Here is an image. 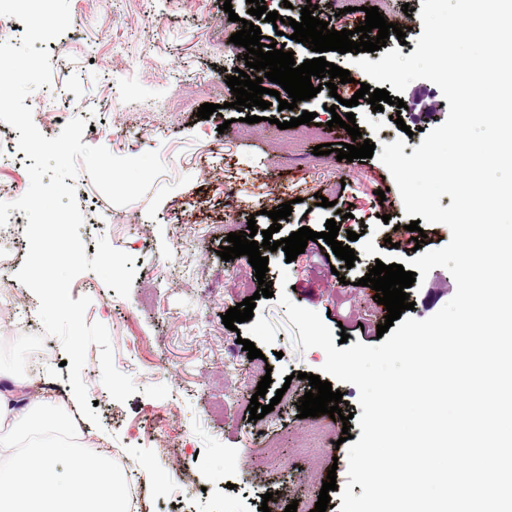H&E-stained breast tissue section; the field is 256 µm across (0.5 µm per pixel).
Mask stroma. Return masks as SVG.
<instances>
[{"instance_id": "stroma-1", "label": "stroma", "mask_w": 512, "mask_h": 512, "mask_svg": "<svg viewBox=\"0 0 512 512\" xmlns=\"http://www.w3.org/2000/svg\"><path fill=\"white\" fill-rule=\"evenodd\" d=\"M227 1L238 21L224 12ZM306 2L274 0L273 9L287 19L282 35L259 24L262 38L285 43L299 64L311 53L292 40L290 22L300 19ZM248 8L247 0H70V28L46 44L53 66L47 92L64 117L55 119L33 97L24 100L46 137L78 116L89 126L83 143L117 156L155 150L166 165L151 190L126 206L110 204L88 174L76 182L86 256L95 257L103 235L133 256L137 269L125 298L90 271L71 286L72 298L91 297L87 322L108 328L116 367L139 388L127 402L113 400L100 382V350L89 347L83 380L103 425L99 446L120 458L127 488L140 492L132 512H258L264 493L282 489L311 510L328 470H335L338 488L345 484L346 448L330 439L316 461L300 453L307 422L297 416L298 400L310 389L308 375L324 364V351L295 344L286 309L273 297L255 298L252 319L227 329L222 314L255 297L258 282L247 256L224 261L218 251L228 233L246 230L248 220L268 229V210L287 201L293 211L279 237L304 226L325 231L326 221L342 212L337 239L357 251L361 244L348 241V232L372 231L376 248L388 254L394 226L410 222L378 158L314 155L316 145L340 142L327 126L326 94L291 110L270 106L258 123L240 121L224 63ZM402 99L415 111L405 124L413 132L405 138L409 156L425 131L445 121L449 104L427 80L412 82ZM205 103L217 110L201 120L196 113ZM305 110L315 113V125L280 129V122ZM396 111L389 104L380 112L355 109L363 138L378 146L404 138L403 126L392 119ZM382 186L387 193L381 197ZM320 195L330 207L317 205ZM383 214L389 225L380 224ZM326 252L320 240L292 262L284 251L269 253L266 278L286 280L289 299L322 315L333 335L376 344L380 319L357 285L374 257L361 255L351 271ZM455 291L451 274L433 269L422 286L409 289L412 317L432 316ZM245 339L265 355L272 369L267 395L278 400L256 421L248 405L261 376L241 345ZM30 373L64 411L72 410L69 366L48 362ZM155 384L167 385L169 396H145L144 387ZM338 488L326 512H339Z\"/></svg>"}]
</instances>
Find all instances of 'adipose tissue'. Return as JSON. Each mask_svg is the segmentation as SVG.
I'll list each match as a JSON object with an SVG mask.
<instances>
[{
  "mask_svg": "<svg viewBox=\"0 0 512 512\" xmlns=\"http://www.w3.org/2000/svg\"><path fill=\"white\" fill-rule=\"evenodd\" d=\"M27 378L9 376L0 387V512H129L125 480L110 456L51 439L70 421L53 400L31 391ZM67 473H60L59 459Z\"/></svg>",
  "mask_w": 512,
  "mask_h": 512,
  "instance_id": "adipose-tissue-1",
  "label": "adipose tissue"
}]
</instances>
